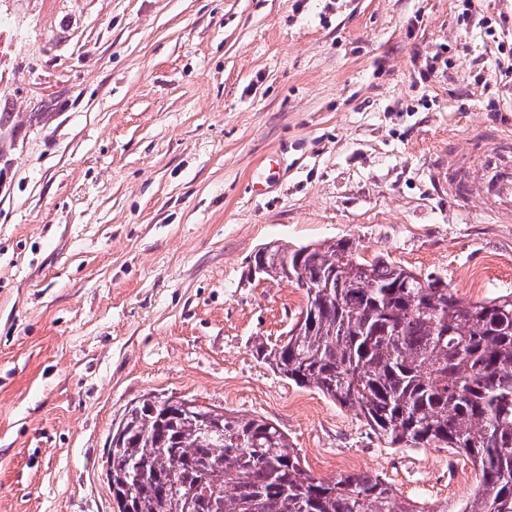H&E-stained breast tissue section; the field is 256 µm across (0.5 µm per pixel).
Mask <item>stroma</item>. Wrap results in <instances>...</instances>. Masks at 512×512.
<instances>
[{
	"label": "stroma",
	"instance_id": "35a3bbf8",
	"mask_svg": "<svg viewBox=\"0 0 512 512\" xmlns=\"http://www.w3.org/2000/svg\"><path fill=\"white\" fill-rule=\"evenodd\" d=\"M459 11L0 0V512H113L103 450L149 393L273 421L318 478L473 496L464 456L390 447L259 359L305 298L250 273L268 243L350 239L466 302L512 292V224L459 212L444 180L449 144L479 158L477 129L512 120V25L494 43Z\"/></svg>",
	"mask_w": 512,
	"mask_h": 512
}]
</instances>
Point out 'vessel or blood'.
Returning <instances> with one entry per match:
<instances>
[{"mask_svg":"<svg viewBox=\"0 0 512 512\" xmlns=\"http://www.w3.org/2000/svg\"><path fill=\"white\" fill-rule=\"evenodd\" d=\"M489 147L480 172H473L456 150L448 152V195L462 210L480 207L500 224L512 222V126L481 132Z\"/></svg>","mask_w":512,"mask_h":512,"instance_id":"obj_1","label":"vessel or blood"}]
</instances>
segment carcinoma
<instances>
[{"instance_id": "obj_1", "label": "carcinoma", "mask_w": 512, "mask_h": 512, "mask_svg": "<svg viewBox=\"0 0 512 512\" xmlns=\"http://www.w3.org/2000/svg\"><path fill=\"white\" fill-rule=\"evenodd\" d=\"M258 276L284 271L306 317L287 343L256 353L298 387L352 409L393 448H451L478 489L458 512H512V292L466 303L437 275L347 239L304 255L273 243ZM104 455L117 512H448L404 499L378 475L318 479L266 419L149 394L125 408Z\"/></svg>"}]
</instances>
